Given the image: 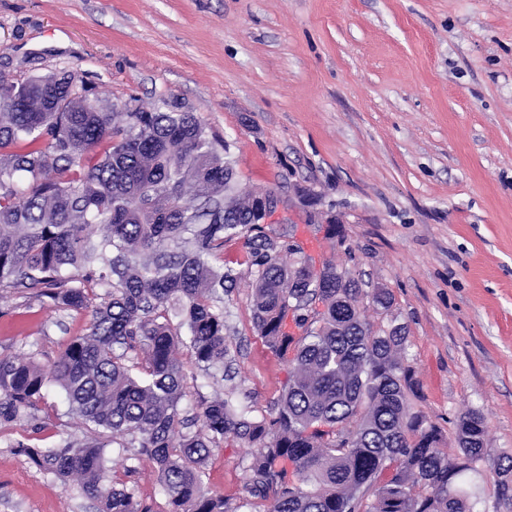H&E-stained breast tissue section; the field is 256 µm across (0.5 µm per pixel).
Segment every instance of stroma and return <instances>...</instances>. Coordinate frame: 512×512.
I'll list each match as a JSON object with an SVG mask.
<instances>
[{
    "instance_id": "1",
    "label": "stroma",
    "mask_w": 512,
    "mask_h": 512,
    "mask_svg": "<svg viewBox=\"0 0 512 512\" xmlns=\"http://www.w3.org/2000/svg\"><path fill=\"white\" fill-rule=\"evenodd\" d=\"M61 69L120 102L166 98L228 140L240 179L280 197L277 230L316 263L386 288L375 328L401 324L415 410L457 450V419L485 421L473 512H512L494 479L512 457V0H0V76ZM314 191L340 236L310 224ZM251 275L225 295L229 377L192 380L185 405L248 397L263 413L290 367L252 324ZM91 316L0 293V353L51 363ZM45 427L0 428V512H97L13 445L49 447L92 431L48 384ZM249 448L213 449L206 485L235 505ZM114 478L147 512L168 504L147 459L108 448Z\"/></svg>"
}]
</instances>
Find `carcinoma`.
<instances>
[{"instance_id":"cac0c4a2","label":"carcinoma","mask_w":512,"mask_h":512,"mask_svg":"<svg viewBox=\"0 0 512 512\" xmlns=\"http://www.w3.org/2000/svg\"><path fill=\"white\" fill-rule=\"evenodd\" d=\"M68 87L56 72L0 77V288L92 324L48 366L0 354V425L44 428L38 404L53 381L99 437L19 441L18 453L64 485L76 479L101 512H140L134 488L113 483L110 443L150 461L169 512H471L484 420L460 414L448 457L442 429L409 403L419 381L403 328L373 329L353 273L326 263L316 274L250 209L224 210V196L254 190L194 113L114 104L84 86L69 111H52ZM241 238L244 260L224 261ZM245 271L254 329L291 365L288 383L259 417L223 397L187 415L179 348L208 377L224 369L216 303ZM226 442L252 449L233 508L205 482Z\"/></svg>"}]
</instances>
